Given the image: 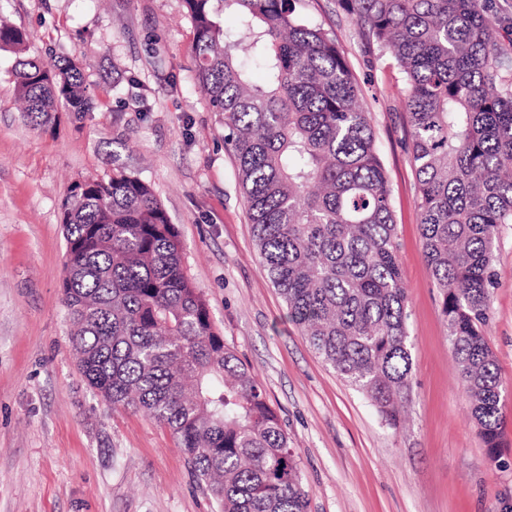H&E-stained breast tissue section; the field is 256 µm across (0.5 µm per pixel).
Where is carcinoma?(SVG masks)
Returning a JSON list of instances; mask_svg holds the SVG:
<instances>
[{
	"label": "carcinoma",
	"instance_id": "obj_1",
	"mask_svg": "<svg viewBox=\"0 0 512 512\" xmlns=\"http://www.w3.org/2000/svg\"><path fill=\"white\" fill-rule=\"evenodd\" d=\"M298 2L185 0L198 77L224 114L259 258L289 318L394 425L413 363L391 189L349 64ZM337 2L402 74L424 257L495 461L503 384L485 327L498 227L512 224V52L480 0ZM30 38L0 16V49L23 53ZM249 59L264 83L251 80ZM12 74L37 127L94 109L71 58L19 59ZM61 210L63 305L89 386L169 428L220 512H308L280 417L214 328L151 186L121 171L90 175Z\"/></svg>",
	"mask_w": 512,
	"mask_h": 512
}]
</instances>
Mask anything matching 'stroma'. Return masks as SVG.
<instances>
[{
    "label": "stroma",
    "instance_id": "stroma-1",
    "mask_svg": "<svg viewBox=\"0 0 512 512\" xmlns=\"http://www.w3.org/2000/svg\"><path fill=\"white\" fill-rule=\"evenodd\" d=\"M358 82L392 190L413 391L399 424L327 365L264 272L224 117L197 80L184 0H0L29 52L78 61L96 108L34 128L0 49V512H219L176 436L83 381L62 304L61 202L122 170L149 183L224 343L294 448L309 512H512V224L498 229L487 340L503 381L498 461L472 420L423 253L404 83L337 0H300Z\"/></svg>",
    "mask_w": 512,
    "mask_h": 512
}]
</instances>
